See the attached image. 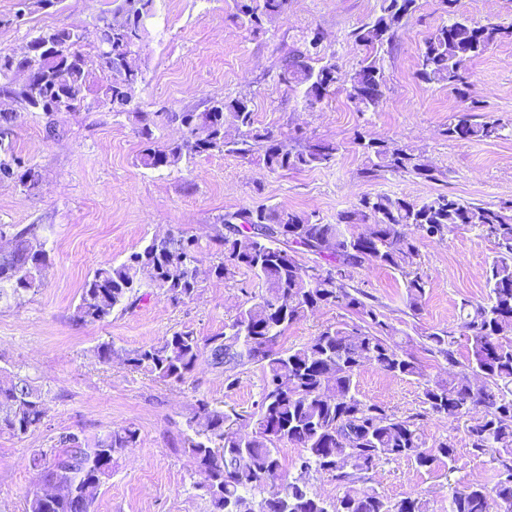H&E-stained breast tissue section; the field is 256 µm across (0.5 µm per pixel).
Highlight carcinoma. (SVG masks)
<instances>
[{"mask_svg":"<svg viewBox=\"0 0 512 512\" xmlns=\"http://www.w3.org/2000/svg\"><path fill=\"white\" fill-rule=\"evenodd\" d=\"M62 0H18L14 19L48 9ZM112 14L91 31L53 27L29 41L39 56L31 84L16 92V105L30 110L31 100L62 98L67 112L97 102L132 119L143 144L140 164L153 170L180 168L191 156L227 153L261 164L271 173L327 166L343 144L294 137L254 126L251 99H213L201 112H169L167 119L184 129L182 139L160 142L154 112L132 107L129 90L143 79L139 46L155 15V0H115ZM448 21L426 37L416 77L427 85H446L466 98L473 82L458 65L461 49L476 56L512 36V27L480 25L458 13L457 0H441ZM288 0H234L230 19L259 35L286 10ZM417 10V0H380L379 14L349 32L364 48L359 66L347 74L321 49L319 33L310 32L281 60L280 83L302 93L312 107L343 89L358 112H371L386 87L385 57L397 43V24ZM77 49L54 50L71 37ZM95 44L101 76L83 60L80 47ZM95 94V101L89 95ZM477 101L448 121L444 134L453 141L498 138L502 126L478 123L471 112ZM16 111H0V180H12L27 191L38 187L40 174L14 151ZM233 128L237 137L227 138ZM353 144L365 156L363 177L382 173L437 181L443 175L425 157L394 140L368 138L358 132ZM470 228L494 246L486 271L487 294L480 302L464 301L459 328L469 348L456 358V340L446 329L420 337L421 350L442 357L448 377L430 376L413 352L414 339L398 341L382 306L367 301L353 285L357 269L381 267L400 274L405 306L418 315L426 301L428 276L419 248L422 239H445ZM43 227L0 226V303L19 304L44 286L50 268ZM213 240L210 275L231 279L244 269L261 291L240 306L224 331L200 337L181 330L156 344L118 348L111 341L97 347L104 363L117 358L154 379L181 384L205 358L224 373L225 389L251 367L261 372L259 398L253 410L226 411L202 396L185 420L182 450L209 483L201 487L211 512H427L426 500L413 494L387 498L359 487L379 462L406 461L429 470L456 461L454 438L427 443L417 417L402 416L383 404L359 398L356 377L367 368L386 375L411 376L422 385L424 414L446 417L461 428L475 451L492 455L500 471L493 489L470 485L453 492L448 512H512V205L476 204L439 193L422 202L385 194H364L350 210L325 224L294 209L242 208L219 217ZM313 255L312 263L302 254ZM203 247L175 227L152 237L123 261L102 265L81 289L74 320L106 321L142 301L149 288L172 302L194 297L201 288L198 265ZM336 308L358 322L328 326L308 342L279 345L288 328L321 308ZM47 414L42 388L33 378L0 369V436L22 439L42 425ZM251 427L242 436L238 423ZM138 430L119 425L88 440L82 432L60 434L48 448L31 454L38 483L25 499L24 512H91L100 487L112 477L119 459L137 447ZM300 449L297 477L283 478L280 449ZM326 474L342 495L329 504L313 491L311 474Z\"/></svg>","mask_w":512,"mask_h":512,"instance_id":"obj_1","label":"carcinoma"}]
</instances>
